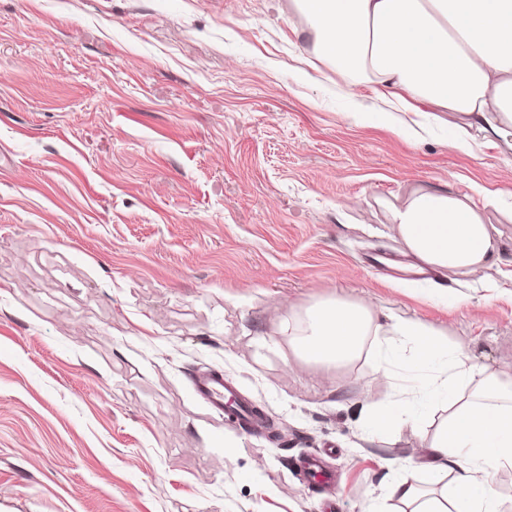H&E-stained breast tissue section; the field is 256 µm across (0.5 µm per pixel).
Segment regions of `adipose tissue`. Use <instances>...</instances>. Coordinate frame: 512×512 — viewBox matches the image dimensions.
I'll list each match as a JSON object with an SVG mask.
<instances>
[{
  "instance_id": "1",
  "label": "adipose tissue",
  "mask_w": 512,
  "mask_h": 512,
  "mask_svg": "<svg viewBox=\"0 0 512 512\" xmlns=\"http://www.w3.org/2000/svg\"><path fill=\"white\" fill-rule=\"evenodd\" d=\"M290 15L306 53L335 69L337 86L391 103L378 123L414 137L398 110L445 112L455 148L474 154L476 131L485 145L512 147V0H291ZM483 208L421 188L389 212L416 261L479 279L498 252ZM288 334L305 361L345 367L370 353L381 378L409 382L410 397L370 408L377 432L422 424L436 402H447L421 472L401 467L389 499L408 512H503L496 477L512 469V375L471 361L434 327L340 294L289 324ZM444 476L440 495H430L427 485Z\"/></svg>"
}]
</instances>
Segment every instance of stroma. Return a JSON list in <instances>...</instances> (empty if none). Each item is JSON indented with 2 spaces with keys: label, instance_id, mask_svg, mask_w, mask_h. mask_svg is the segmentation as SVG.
Segmentation results:
<instances>
[{
  "label": "stroma",
  "instance_id": "obj_1",
  "mask_svg": "<svg viewBox=\"0 0 512 512\" xmlns=\"http://www.w3.org/2000/svg\"><path fill=\"white\" fill-rule=\"evenodd\" d=\"M288 2L0 0V512H397L445 412L370 434L400 396L374 359L294 355L282 324L338 291L512 374V149L372 123ZM419 187L499 192L489 283L409 268L387 206ZM208 370L276 436L200 399Z\"/></svg>",
  "mask_w": 512,
  "mask_h": 512
}]
</instances>
